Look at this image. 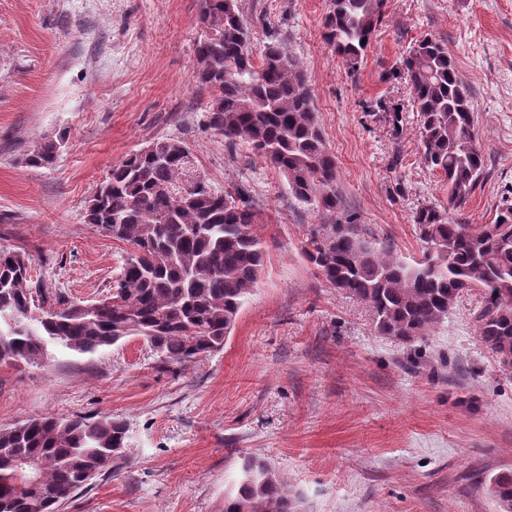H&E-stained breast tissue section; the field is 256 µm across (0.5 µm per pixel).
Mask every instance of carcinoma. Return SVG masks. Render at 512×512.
Returning <instances> with one entry per match:
<instances>
[{
	"label": "carcinoma",
	"mask_w": 512,
	"mask_h": 512,
	"mask_svg": "<svg viewBox=\"0 0 512 512\" xmlns=\"http://www.w3.org/2000/svg\"><path fill=\"white\" fill-rule=\"evenodd\" d=\"M387 0H332L325 38L356 64L384 20ZM195 81L208 94V126L244 144L283 174L292 196L330 218L313 224L303 252L337 292L366 303L376 331L402 343L428 336L464 295L481 292L475 315L482 345L512 372V197L494 222L449 221L433 205L414 225L421 258L366 236L343 210L336 159L312 105L301 62L278 44L253 59L238 0H201ZM421 125L422 159L448 183V208L479 185L484 153L473 133L470 92L443 43L425 37L401 61ZM64 137L44 139L24 164L50 169ZM188 150L157 140L112 166L84 206L83 221L126 243L112 293L90 303L33 284L32 259L0 251V364L46 362L49 346L91 354L125 338L144 339L160 361L185 366L220 352L264 266L251 203L239 190L205 184L172 192ZM126 423L110 416L35 417L0 427V512H58L61 503L126 458ZM500 512H512V473L490 482ZM224 512H304L303 495L267 462L248 457Z\"/></svg>",
	"instance_id": "carcinoma-1"
}]
</instances>
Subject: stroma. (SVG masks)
Wrapping results in <instances>:
<instances>
[{
  "mask_svg": "<svg viewBox=\"0 0 512 512\" xmlns=\"http://www.w3.org/2000/svg\"><path fill=\"white\" fill-rule=\"evenodd\" d=\"M254 52L281 43L302 62L349 213L419 256L414 215L492 223L512 186V0H387L357 67L325 39L330 0H238ZM200 0H0V250L69 299L110 293L127 250L83 221L87 197L127 153L173 138L189 151L174 183L243 187L264 269L224 349L186 367L130 337L39 365L0 364V427L40 416L123 419L128 452L59 512H224L244 457L270 463L307 512H499L492 477L512 471V375L477 338L471 294L424 340L379 334L370 308L322 281L303 255L323 217L281 173L207 126L194 44ZM444 43L468 86L483 179L448 207L421 159L400 63ZM65 134L50 169L23 157Z\"/></svg>",
  "mask_w": 512,
  "mask_h": 512,
  "instance_id": "35a3bbf8",
  "label": "stroma"
}]
</instances>
